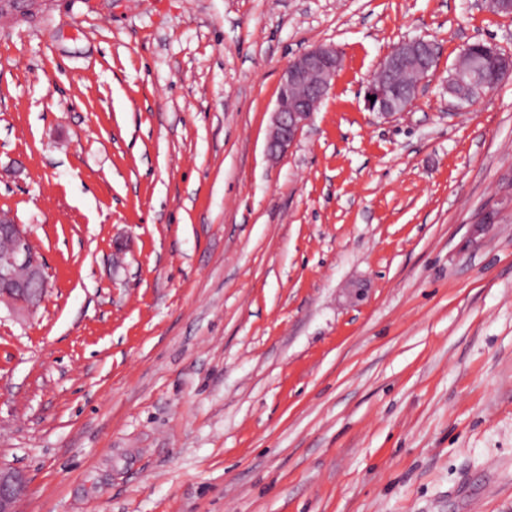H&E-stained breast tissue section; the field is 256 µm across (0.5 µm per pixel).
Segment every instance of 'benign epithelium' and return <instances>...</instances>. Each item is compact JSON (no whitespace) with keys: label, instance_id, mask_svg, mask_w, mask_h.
Instances as JSON below:
<instances>
[{"label":"benign epithelium","instance_id":"benign-epithelium-1","mask_svg":"<svg viewBox=\"0 0 512 512\" xmlns=\"http://www.w3.org/2000/svg\"><path fill=\"white\" fill-rule=\"evenodd\" d=\"M419 42V38L404 40L383 57L366 87L369 98L365 99V105L369 111L391 117L413 105L418 88L401 95L377 81V77L383 69L396 66L402 57L416 54L415 46ZM338 65L336 49L324 46L311 48L288 63L280 78L273 128L267 142L269 155L285 153L297 140L316 103L329 90ZM9 236L13 248L6 263L0 264V302L7 300L33 307L45 297L49 281L21 226L10 224ZM23 491L24 482L19 473L0 467V512H14L13 505Z\"/></svg>","mask_w":512,"mask_h":512}]
</instances>
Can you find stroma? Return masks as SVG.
Listing matches in <instances>:
<instances>
[{
    "label": "stroma",
    "mask_w": 512,
    "mask_h": 512,
    "mask_svg": "<svg viewBox=\"0 0 512 512\" xmlns=\"http://www.w3.org/2000/svg\"><path fill=\"white\" fill-rule=\"evenodd\" d=\"M0 23V216L45 301L0 303L17 512H512V78L448 71L475 0H35ZM441 47L391 118L398 43ZM341 68L297 141L283 68ZM497 223L480 224L489 206ZM416 43L429 44L426 41H422L420 38L403 40L383 57L376 72L370 78L366 87L364 100L369 111L378 112L383 116L391 117L401 112H405L413 105L416 100L419 84L422 80L429 77L430 70L434 71L437 67L440 54L439 46L437 44L432 42L431 45L427 46L423 49V52L419 54L418 59L422 60L423 65L428 66L430 70L428 67L423 69L421 79L410 91V83L411 80L414 79V76L409 71L403 73L401 79L402 85H397V87L403 90V92L409 91V93L403 95L398 94L397 92H394L391 87L383 86V84L387 83L377 82L376 79L381 76L384 68H392L396 66L400 59L405 55H416ZM367 95L375 96L374 102H371V99H368ZM489 44L484 42L471 43L469 56L458 61V68L452 69L448 73V91L454 92L457 100L460 97L468 102H473L481 95L495 88L496 73L502 62V58L488 53ZM480 60L482 68L479 71L471 69L472 60ZM339 65L336 49L311 48L288 63L280 78L273 128L267 142L270 156L285 153L330 88ZM320 79L313 81L312 77Z\"/></svg>",
    "instance_id": "35a3bbf8"
}]
</instances>
